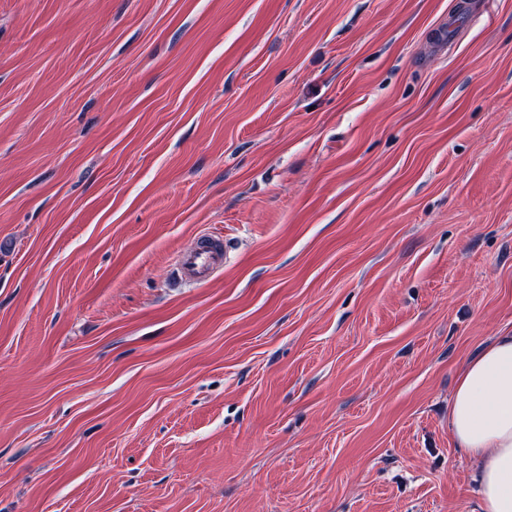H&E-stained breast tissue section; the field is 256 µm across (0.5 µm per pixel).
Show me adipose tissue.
I'll return each instance as SVG.
<instances>
[{
  "mask_svg": "<svg viewBox=\"0 0 512 512\" xmlns=\"http://www.w3.org/2000/svg\"><path fill=\"white\" fill-rule=\"evenodd\" d=\"M448 427L474 463L480 512H512V331L467 360L449 400Z\"/></svg>",
  "mask_w": 512,
  "mask_h": 512,
  "instance_id": "obj_1",
  "label": "adipose tissue"
}]
</instances>
